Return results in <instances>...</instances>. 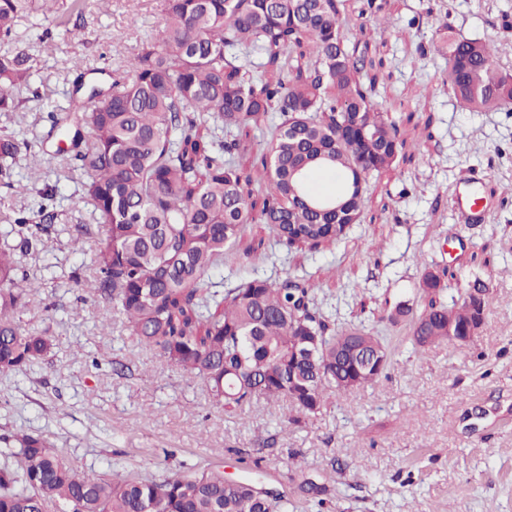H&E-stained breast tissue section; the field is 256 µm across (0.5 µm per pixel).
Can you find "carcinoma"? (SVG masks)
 Wrapping results in <instances>:
<instances>
[{
	"mask_svg": "<svg viewBox=\"0 0 512 512\" xmlns=\"http://www.w3.org/2000/svg\"><path fill=\"white\" fill-rule=\"evenodd\" d=\"M58 0H0V112L18 106L30 57L16 27ZM387 0H360L359 15L380 18ZM344 0H167L157 35L109 73L108 87L52 112L55 155L86 176L81 199L97 225L96 274L73 287L112 305L124 327L167 364L201 377L212 399L234 408L261 396L316 414L331 393L352 392L385 372L383 339L360 326L340 330L315 307V289L291 277L241 279L213 289L207 272L268 225L276 244L317 251L362 221L368 176L408 160L407 141L377 102L379 68L364 29L350 33ZM446 82L469 109L512 112V73L480 38L441 36ZM280 121L266 126L268 114ZM268 128L261 148L245 129ZM25 137H0V184L17 195L8 161ZM337 174L334 192L311 175ZM0 230V373L23 372L48 357L54 339L26 328L21 314L41 283L19 273L17 257L39 252L56 233L53 191L39 192ZM37 223H32V219ZM427 269V298L413 343L448 341V323L466 325L468 297L445 302L442 278ZM384 353L355 370L354 343ZM18 451L0 463V512H288V500L218 468L161 480L79 471L42 435L1 436ZM300 494L322 509L328 487L304 476Z\"/></svg>",
	"mask_w": 512,
	"mask_h": 512,
	"instance_id": "obj_1",
	"label": "carcinoma"
}]
</instances>
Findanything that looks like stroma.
Returning <instances> with one entry per match:
<instances>
[{
    "mask_svg": "<svg viewBox=\"0 0 512 512\" xmlns=\"http://www.w3.org/2000/svg\"><path fill=\"white\" fill-rule=\"evenodd\" d=\"M165 0H85L60 26L55 13L21 23L16 36L36 75L15 111L0 112V136L26 131L13 170L56 191L58 231L43 252L20 257L42 287L22 319L54 338L50 356L23 373L0 374V435L40 433L67 461L110 475L161 478L221 467L313 512L297 471L320 475L334 497L324 512H512V114L473 112L444 86L446 59L434 49L442 26L494 41L512 71V0H391L375 35L388 74L390 118L414 146L401 174L369 178L363 220L319 251L279 247L265 225H249L241 247L207 274L230 287L250 276L314 283L316 302L337 328L364 324L382 336L384 375L281 429L289 402L259 397L225 410L197 376L138 345L102 299L72 288V272L92 273L71 238L88 210L79 173L53 156L50 111L68 106L79 70L111 71L154 35ZM426 46L419 56L417 46ZM432 117L419 139L408 112ZM482 174L501 204L484 224L462 223L454 205L460 177ZM256 253L245 254L247 245ZM448 268V294L482 281L491 296L483 328L470 342L419 349L410 327L422 309L426 265ZM408 315L387 319V303Z\"/></svg>",
    "mask_w": 512,
    "mask_h": 512,
    "instance_id": "stroma-1",
    "label": "stroma"
}]
</instances>
